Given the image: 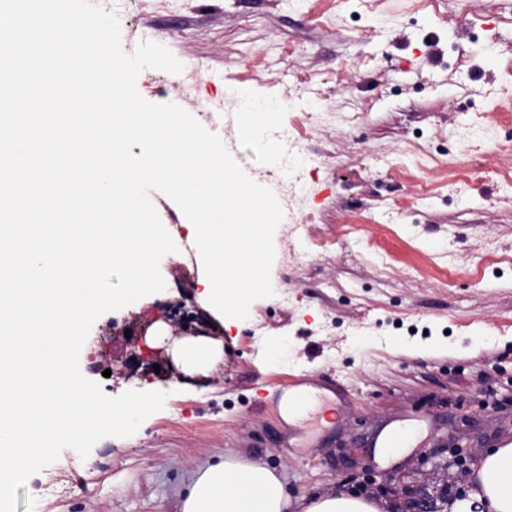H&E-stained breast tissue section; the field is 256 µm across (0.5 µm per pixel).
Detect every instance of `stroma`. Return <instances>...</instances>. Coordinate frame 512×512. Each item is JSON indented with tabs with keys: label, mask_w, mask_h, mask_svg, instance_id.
I'll list each match as a JSON object with an SVG mask.
<instances>
[{
	"label": "stroma",
	"mask_w": 512,
	"mask_h": 512,
	"mask_svg": "<svg viewBox=\"0 0 512 512\" xmlns=\"http://www.w3.org/2000/svg\"><path fill=\"white\" fill-rule=\"evenodd\" d=\"M145 0L121 17L122 47L170 49L180 73L143 70L149 102L174 103L233 143L248 175L292 186L273 235L271 296L224 328L196 300L193 256L166 255L164 291L101 315L79 355L111 398L161 391L163 408L126 438L70 448L17 490L16 512H175V493L233 453L280 472L288 492L341 489L403 512L411 493L467 496L480 452L512 424V0ZM273 100L297 147L271 162L259 116L213 123L207 103ZM255 136L242 133L244 122ZM223 342L208 374L171 380L172 358L139 337L179 308ZM286 353L272 354L273 342ZM317 400L286 425L289 383ZM416 416L412 450L385 465L370 447ZM470 451L464 467L449 451Z\"/></svg>",
	"instance_id": "35a3bbf8"
}]
</instances>
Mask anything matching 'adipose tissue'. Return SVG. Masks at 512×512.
I'll return each instance as SVG.
<instances>
[{"label": "adipose tissue", "mask_w": 512, "mask_h": 512, "mask_svg": "<svg viewBox=\"0 0 512 512\" xmlns=\"http://www.w3.org/2000/svg\"><path fill=\"white\" fill-rule=\"evenodd\" d=\"M187 375L206 372L220 358L217 342L189 338L171 349ZM468 499L455 512H512V443L488 450L471 479ZM178 512H384L377 500L343 491L291 498L279 474L264 464L231 454L218 456L194 471L178 492Z\"/></svg>", "instance_id": "adipose-tissue-1"}]
</instances>
